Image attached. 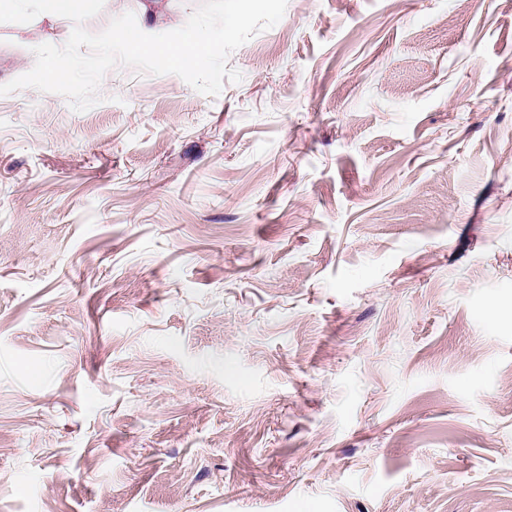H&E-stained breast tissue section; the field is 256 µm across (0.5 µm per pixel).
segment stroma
<instances>
[{
  "mask_svg": "<svg viewBox=\"0 0 512 512\" xmlns=\"http://www.w3.org/2000/svg\"><path fill=\"white\" fill-rule=\"evenodd\" d=\"M228 66L0 96V512H512V0Z\"/></svg>",
  "mask_w": 512,
  "mask_h": 512,
  "instance_id": "obj_1",
  "label": "stroma"
}]
</instances>
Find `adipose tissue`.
I'll return each mask as SVG.
<instances>
[{
    "label": "adipose tissue",
    "instance_id": "ef3b65f1",
    "mask_svg": "<svg viewBox=\"0 0 512 512\" xmlns=\"http://www.w3.org/2000/svg\"><path fill=\"white\" fill-rule=\"evenodd\" d=\"M124 39L130 54H150L157 67L166 69L172 66L188 67L200 59L220 52L221 45L215 41L197 40L193 42H161L150 37L147 27L125 31Z\"/></svg>",
    "mask_w": 512,
    "mask_h": 512
}]
</instances>
